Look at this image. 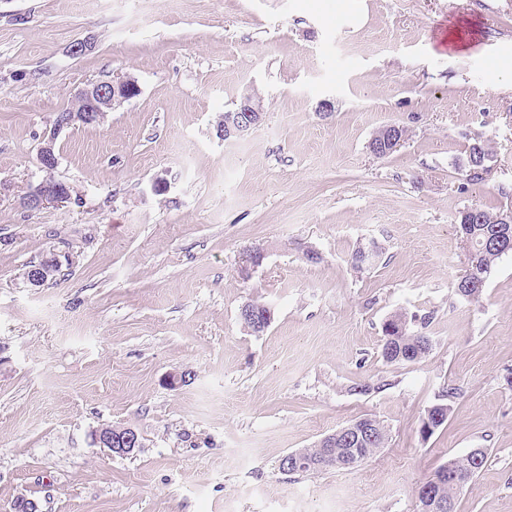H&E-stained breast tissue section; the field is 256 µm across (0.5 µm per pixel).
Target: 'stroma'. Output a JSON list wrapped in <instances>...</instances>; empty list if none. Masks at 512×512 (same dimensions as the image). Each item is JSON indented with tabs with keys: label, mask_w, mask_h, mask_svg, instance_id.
I'll return each instance as SVG.
<instances>
[{
	"label": "stroma",
	"mask_w": 512,
	"mask_h": 512,
	"mask_svg": "<svg viewBox=\"0 0 512 512\" xmlns=\"http://www.w3.org/2000/svg\"><path fill=\"white\" fill-rule=\"evenodd\" d=\"M467 23L470 47L443 44ZM127 75L137 97L57 140L71 200L23 208L55 114ZM250 86L264 121L222 139ZM392 123L407 140L375 156ZM478 137L493 161L469 181ZM510 206L512 0H0V512L21 495L41 512H416L418 485L474 448L487 462L456 512H512V255L478 300L454 288L459 212ZM371 242L380 262L354 270ZM249 246L265 259L245 279ZM52 252L67 262L31 286ZM250 300L272 311L259 335ZM400 309L431 315L432 348L388 364ZM365 417L389 442L357 468L280 471ZM104 425L140 448L112 456ZM121 428L124 426H112ZM112 428L104 427L95 431L94 443L100 448H106L112 456L128 457L140 448L138 432L131 427L122 428L112 432Z\"/></svg>",
	"instance_id": "35a3bbf8"
}]
</instances>
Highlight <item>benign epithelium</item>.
Masks as SVG:
<instances>
[{
    "label": "benign epithelium",
    "mask_w": 512,
    "mask_h": 512,
    "mask_svg": "<svg viewBox=\"0 0 512 512\" xmlns=\"http://www.w3.org/2000/svg\"><path fill=\"white\" fill-rule=\"evenodd\" d=\"M139 94V84L131 76L91 84L79 90L75 94L77 109L57 113L49 131L42 136L37 160L44 175L40 181L29 186L21 199L23 208L39 211L47 204L65 200L64 191L67 190V184L54 176V170L58 165L56 142L63 131L74 126L100 123L104 120L106 113L115 106ZM263 115L264 105L261 95L254 88L248 89L241 95L234 108V115L229 117L220 135L225 138L230 135L246 134L262 123ZM404 129L405 126L395 123L381 127L369 142L370 151L379 157L388 155L403 143ZM60 266L61 261L54 254L25 268L23 276L28 283L36 285L55 274ZM94 443L113 456L128 457L140 447V437L131 427L115 432L104 427L95 431ZM419 509L422 512H445L447 505L426 486L420 496Z\"/></svg>",
    "instance_id": "obj_1"
}]
</instances>
